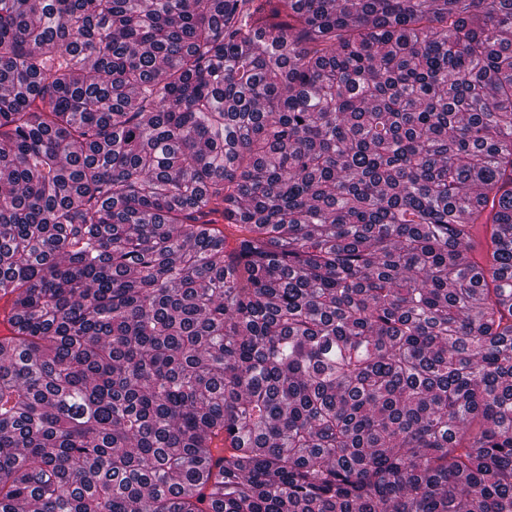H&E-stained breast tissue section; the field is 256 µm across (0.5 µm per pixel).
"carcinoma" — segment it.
<instances>
[{
    "label": "carcinoma",
    "mask_w": 512,
    "mask_h": 512,
    "mask_svg": "<svg viewBox=\"0 0 512 512\" xmlns=\"http://www.w3.org/2000/svg\"><path fill=\"white\" fill-rule=\"evenodd\" d=\"M0 295V512H512V0H0Z\"/></svg>",
    "instance_id": "1"
}]
</instances>
